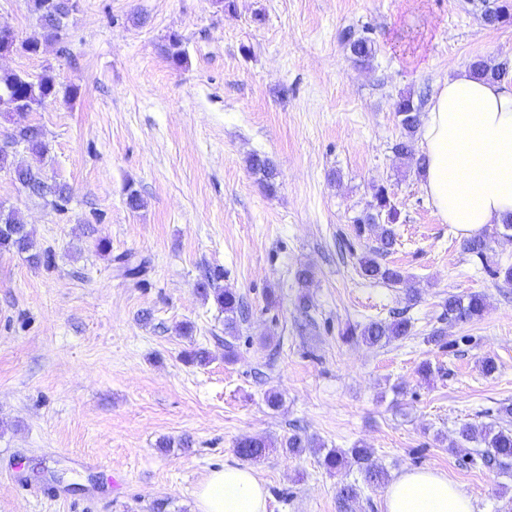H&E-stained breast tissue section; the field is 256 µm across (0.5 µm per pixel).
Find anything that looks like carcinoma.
<instances>
[{
  "instance_id": "obj_1",
  "label": "carcinoma",
  "mask_w": 512,
  "mask_h": 512,
  "mask_svg": "<svg viewBox=\"0 0 512 512\" xmlns=\"http://www.w3.org/2000/svg\"><path fill=\"white\" fill-rule=\"evenodd\" d=\"M75 0H29L31 12L36 16L40 29L38 35L21 38L19 35L7 41H0V51L35 55L41 45L57 42L61 39L66 20L74 11ZM484 22L490 27L512 21V12L499 0H480ZM343 43L348 48L353 60L360 64L370 63L377 52L376 41L367 33H356L348 30L343 35ZM165 54L171 61L181 66L185 63V51L179 35L173 33L168 37ZM469 68L472 73L486 79L500 80L512 71V62L506 60L490 64L484 59H474ZM59 85L53 74L45 72L33 78L24 71H0V112L8 108L22 107L36 111L57 99ZM422 101L415 100L412 95H402L395 102V112L401 128V137L392 146V152L401 160L414 158L412 143L421 126ZM11 140L14 145H22L32 156L33 163L26 170L17 174L16 180L28 191L29 196L42 200L54 209L63 212L71 200L72 191L65 182L50 180L43 170V160L47 153L44 133L36 125H26L15 129ZM416 159V158H414ZM247 167L259 176L260 181L269 192L276 190V168L273 161L258 153L247 157ZM425 158L416 159L417 170L424 169ZM373 201L361 215L353 218L357 234L369 229L377 234L378 246L374 253L359 258L362 274L370 279L397 286L406 282V277L397 267H389L378 261V256L389 252L396 244V234L392 224L396 223L398 212L391 201L388 189L383 184L372 185ZM33 240L27 225L14 209H0V251H15L19 254L30 253L29 259L35 265H50V250L33 251ZM125 276L137 278L146 271V262L134 265L131 258L123 255L116 258ZM224 276V272L215 270L207 277V283L200 285V293L207 297L214 295L219 307L224 311V332L234 337L238 331V314L241 312L242 300L233 288H217L215 282ZM486 305L484 295L471 293L464 298L450 295L444 302L445 314L450 320L471 321L482 317ZM411 321L399 318L391 322H371L361 328L349 326L343 332L345 336H360L369 344L389 341L410 335ZM460 437L468 442L485 444L486 451L482 454L484 464L496 467L512 464V429L497 426L493 423H465L459 428ZM272 444L265 439H243L236 447V453L244 460H257L266 454ZM309 447V441L295 433L281 443V448L291 455H299ZM351 458L358 465L364 480L369 485L381 486L388 481L387 473L374 464L372 451L358 446L348 451L331 450L324 458L327 469H337Z\"/></svg>"
}]
</instances>
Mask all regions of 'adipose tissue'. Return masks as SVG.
<instances>
[{
    "mask_svg": "<svg viewBox=\"0 0 512 512\" xmlns=\"http://www.w3.org/2000/svg\"><path fill=\"white\" fill-rule=\"evenodd\" d=\"M424 189L445 223L468 236L512 216V81L456 70L437 85L420 130ZM386 512H476L473 497L433 468L407 469L385 492ZM253 469L227 465L201 484L196 512H266Z\"/></svg>",
    "mask_w": 512,
    "mask_h": 512,
    "instance_id": "1",
    "label": "adipose tissue"
}]
</instances>
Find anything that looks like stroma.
<instances>
[{"label": "stroma", "mask_w": 512, "mask_h": 512, "mask_svg": "<svg viewBox=\"0 0 512 512\" xmlns=\"http://www.w3.org/2000/svg\"><path fill=\"white\" fill-rule=\"evenodd\" d=\"M350 27L374 38L370 65L344 46ZM173 33L180 66L164 52ZM477 57L512 59V24L486 26L470 0H78L61 41L0 58V70H50L78 89L25 117L49 145L47 177L73 190L67 212L0 171V203L54 253L45 268L0 252V512H194L199 485L239 464L245 438L273 445L253 464L266 512H341L346 484L359 490L349 512H385L384 488L356 464L323 465L360 444L388 474L431 467L477 512H512V468L458 442L462 424L500 422L512 404V287L464 250L392 152L400 94L432 95ZM253 152L275 162V192L248 170ZM375 183L399 215L380 261L403 285L358 265L378 245L353 224ZM126 253L146 261L142 277L119 270ZM214 269L251 309L232 338L198 292ZM474 292L481 319H444L448 296ZM398 312L410 336L340 335ZM198 348L208 364L188 361ZM294 433L311 442L296 457L278 449Z\"/></svg>", "instance_id": "stroma-1"}]
</instances>
